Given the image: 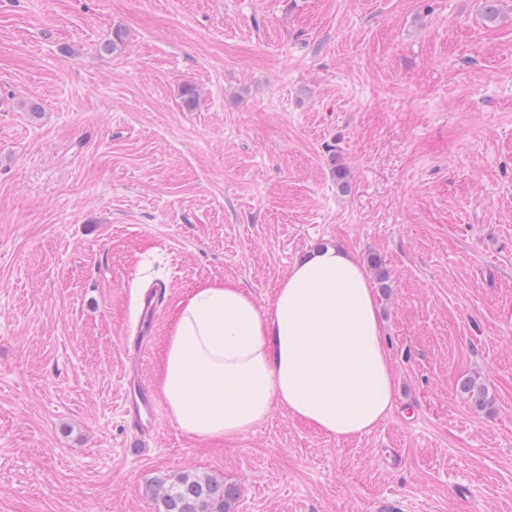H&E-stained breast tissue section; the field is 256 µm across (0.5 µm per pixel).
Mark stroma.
Returning a JSON list of instances; mask_svg holds the SVG:
<instances>
[{
    "label": "stroma",
    "mask_w": 512,
    "mask_h": 512,
    "mask_svg": "<svg viewBox=\"0 0 512 512\" xmlns=\"http://www.w3.org/2000/svg\"><path fill=\"white\" fill-rule=\"evenodd\" d=\"M502 5L488 27L479 0H0V512H155L147 485L186 472L238 487L230 512H512ZM327 245L388 270L393 412L339 440L276 407L222 442L166 413L141 442L124 387L157 386L178 303L232 280L268 306ZM162 298L163 291L161 288H151L143 295L138 332L133 342L134 350L141 351L147 347L152 333L154 316Z\"/></svg>",
    "instance_id": "stroma-1"
}]
</instances>
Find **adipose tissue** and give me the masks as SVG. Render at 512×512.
<instances>
[{
  "mask_svg": "<svg viewBox=\"0 0 512 512\" xmlns=\"http://www.w3.org/2000/svg\"><path fill=\"white\" fill-rule=\"evenodd\" d=\"M159 386L179 428L201 438L242 436L276 405L339 439L371 431L394 410L395 387L363 264L318 249L267 309L229 280L193 288L175 312Z\"/></svg>",
  "mask_w": 512,
  "mask_h": 512,
  "instance_id": "obj_1",
  "label": "adipose tissue"
}]
</instances>
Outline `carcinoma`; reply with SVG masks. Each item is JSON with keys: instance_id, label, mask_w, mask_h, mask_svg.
I'll return each mask as SVG.
<instances>
[{"instance_id": "obj_1", "label": "carcinoma", "mask_w": 512, "mask_h": 512, "mask_svg": "<svg viewBox=\"0 0 512 512\" xmlns=\"http://www.w3.org/2000/svg\"><path fill=\"white\" fill-rule=\"evenodd\" d=\"M501 0H480L485 25L493 26L501 16ZM156 512H229L237 489L213 477L184 473L167 484L157 482L147 488Z\"/></svg>"}]
</instances>
